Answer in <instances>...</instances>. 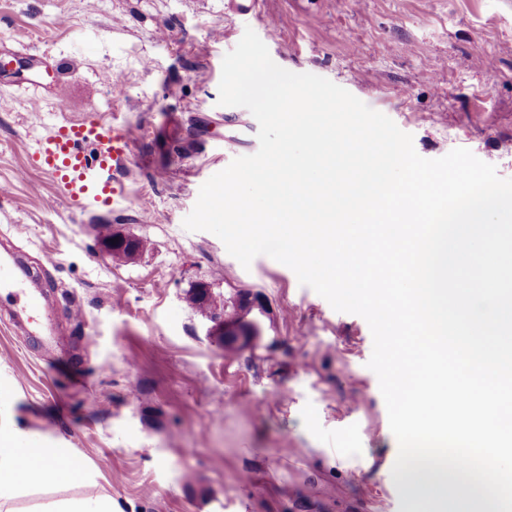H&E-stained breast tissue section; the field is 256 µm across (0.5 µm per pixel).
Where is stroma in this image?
<instances>
[{"label":"stroma","instance_id":"stroma-1","mask_svg":"<svg viewBox=\"0 0 512 512\" xmlns=\"http://www.w3.org/2000/svg\"><path fill=\"white\" fill-rule=\"evenodd\" d=\"M224 3L0 0V46L21 55L0 67V251L46 284L55 326L43 347L0 305L11 409L99 469L119 512H407L365 319L183 220L203 183L259 148L250 111L218 103L248 28L282 68L387 115L420 156L463 147L512 178V0H260L245 21ZM48 63L55 81L19 109ZM89 114L130 138L123 209L80 211L34 158L54 125ZM101 224L144 250L112 259ZM213 313L257 323L255 347L225 352Z\"/></svg>","mask_w":512,"mask_h":512}]
</instances>
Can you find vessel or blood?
Returning a JSON list of instances; mask_svg holds the SVG:
<instances>
[{"instance_id": "vessel-or-blood-1", "label": "vessel or blood", "mask_w": 512, "mask_h": 512, "mask_svg": "<svg viewBox=\"0 0 512 512\" xmlns=\"http://www.w3.org/2000/svg\"><path fill=\"white\" fill-rule=\"evenodd\" d=\"M95 146L94 155L83 145ZM131 154L128 136L95 116L54 126L38 143L35 158L53 179L59 192L85 212L119 205L125 198L122 173ZM12 253L0 254V299L9 297L29 321V330L52 340L53 327L41 320L44 310L40 289L18 279Z\"/></svg>"}]
</instances>
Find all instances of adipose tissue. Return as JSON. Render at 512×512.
Wrapping results in <instances>:
<instances>
[{
  "label": "adipose tissue",
  "mask_w": 512,
  "mask_h": 512,
  "mask_svg": "<svg viewBox=\"0 0 512 512\" xmlns=\"http://www.w3.org/2000/svg\"><path fill=\"white\" fill-rule=\"evenodd\" d=\"M98 470L75 462L71 448L31 440L14 415L0 411V512H13L16 498L38 490L80 485L86 494L44 504L40 512H115L111 496L98 493Z\"/></svg>",
  "instance_id": "ef3b65f1"
}]
</instances>
